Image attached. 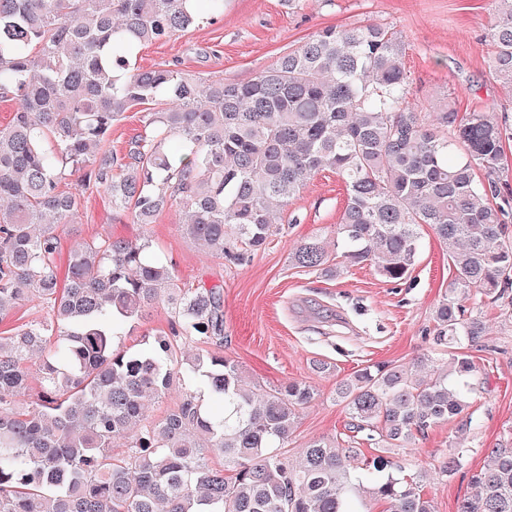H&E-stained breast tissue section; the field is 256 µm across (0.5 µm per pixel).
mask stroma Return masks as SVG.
<instances>
[{
	"label": "stroma",
	"instance_id": "obj_1",
	"mask_svg": "<svg viewBox=\"0 0 512 512\" xmlns=\"http://www.w3.org/2000/svg\"><path fill=\"white\" fill-rule=\"evenodd\" d=\"M491 21V0H224L223 20L145 45L133 61L143 69L174 64L187 73L245 82L323 28L378 24L400 31L407 44L412 103H436L450 94L460 112L512 118V99L501 94L489 74L483 36ZM61 188L78 202L63 247L108 233L132 240L149 237L158 251L173 257L181 282L223 284L224 354L250 381L265 389L293 379L313 386L316 398L299 414L290 452L314 438L345 434L348 418L335 399L337 381L375 362L408 364L430 347L427 335L451 270L448 253L429 225L419 229L418 260L403 282H384L367 264L349 267L334 279L292 264L290 254L300 240L340 220L346 190L334 171L319 172L290 202L279 233L237 265L184 237L177 209L164 210L155 223L141 226L76 178L63 180ZM293 215L299 223H290ZM480 312L488 328L487 347L475 357L486 383L471 404L479 426L468 435L466 467L450 477L431 471L454 446L451 423L429 430L415 445L384 452L387 460L402 465L405 477L430 470L423 490L434 512H456L458 500L471 492L469 478L482 466L484 449L512 444V292L485 302ZM319 360L331 364V374L314 371Z\"/></svg>",
	"mask_w": 512,
	"mask_h": 512
}]
</instances>
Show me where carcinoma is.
<instances>
[{"label":"carcinoma","mask_w":512,"mask_h":512,"mask_svg":"<svg viewBox=\"0 0 512 512\" xmlns=\"http://www.w3.org/2000/svg\"><path fill=\"white\" fill-rule=\"evenodd\" d=\"M489 72L512 97V0H492ZM224 17V0H0V321L36 299L46 316L0 336V512H433L422 479L356 475L360 449L318 438L291 459L297 418L315 398L293 380L247 385L224 356V289L180 283L146 237L74 242L62 258L75 176L143 226L166 208L208 252L244 261L312 178L332 170L347 202L333 231L345 262L315 234L293 265L328 278L368 263L408 278L428 224L453 275L432 348L408 367L368 365L338 385L352 432L404 448L443 423L466 435L487 335L470 304L512 288L507 123L461 113L451 97L410 101L401 33L375 24L324 28L247 82L204 80L134 51ZM142 130L121 154L112 126L132 108ZM484 172V178L477 171ZM168 330L125 348L149 310ZM177 399L160 419L149 401ZM123 441L126 452L112 448ZM459 444L439 461L463 469ZM224 463L216 467L210 455ZM457 512H512V446L488 448Z\"/></svg>","instance_id":"cac0c4a2"}]
</instances>
